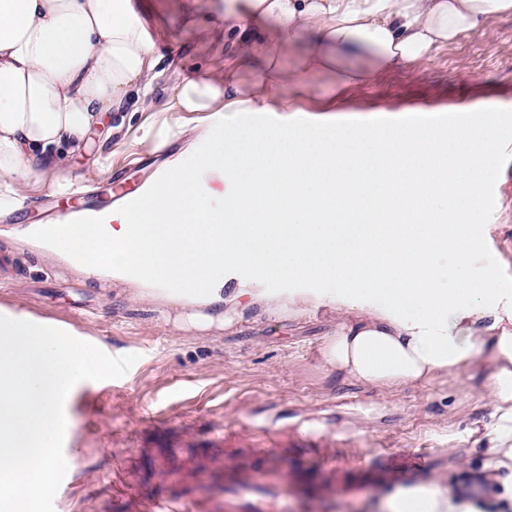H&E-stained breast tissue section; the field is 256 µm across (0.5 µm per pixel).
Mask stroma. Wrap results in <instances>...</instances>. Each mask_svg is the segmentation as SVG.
Instances as JSON below:
<instances>
[{
  "mask_svg": "<svg viewBox=\"0 0 512 512\" xmlns=\"http://www.w3.org/2000/svg\"><path fill=\"white\" fill-rule=\"evenodd\" d=\"M224 0H195V26L185 25L179 0H167L168 38L157 47L161 79L153 89L164 103L176 80L224 68V45L210 35ZM355 112L496 104L512 135V16L414 62L350 87ZM152 140L119 145L92 137L70 160L75 172L95 163L106 175L69 198L36 195L10 218L48 224L58 213L105 210L133 197L164 163ZM512 151L491 174L486 212L494 232L478 248L489 257L465 277L483 288L512 286V205L503 204ZM129 286L103 288L67 269H54L0 243V304L90 330L111 356L136 355L120 378L79 382L64 405L67 472L54 512H134L167 497L160 461L181 444L206 456L216 426L234 431L250 449L287 447L281 466L302 483L343 484L341 494L315 500L282 488L277 512H380L397 485L444 478L472 491L494 458L478 429L493 408L484 381L472 370L426 384L365 386L329 372L320 350L334 318L321 311L298 322L261 318L204 335L176 333L154 313L128 300ZM324 437L313 448L309 438Z\"/></svg>",
  "mask_w": 512,
  "mask_h": 512,
  "instance_id": "1",
  "label": "stroma"
}]
</instances>
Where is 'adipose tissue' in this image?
<instances>
[{
    "mask_svg": "<svg viewBox=\"0 0 512 512\" xmlns=\"http://www.w3.org/2000/svg\"><path fill=\"white\" fill-rule=\"evenodd\" d=\"M506 15L512 0H224L215 35L235 41L236 58L223 74L183 78L159 107L150 92L167 30H147L136 0H0V217L33 193L77 190L68 158L93 130L118 133L103 128L107 113H152L121 133L158 151L185 113L203 116L194 142L136 197L0 237L94 283L136 282L132 300L177 332L330 310L322 361L363 385L485 372L488 491L476 499L416 481L382 509L512 512V289L460 275L484 260L483 179L512 138L491 105L357 120L336 109L349 87ZM320 74L335 77L331 98L303 111L288 86ZM445 253L450 291L433 266Z\"/></svg>",
    "mask_w": 512,
    "mask_h": 512,
    "instance_id": "adipose-tissue-1",
    "label": "adipose tissue"
}]
</instances>
